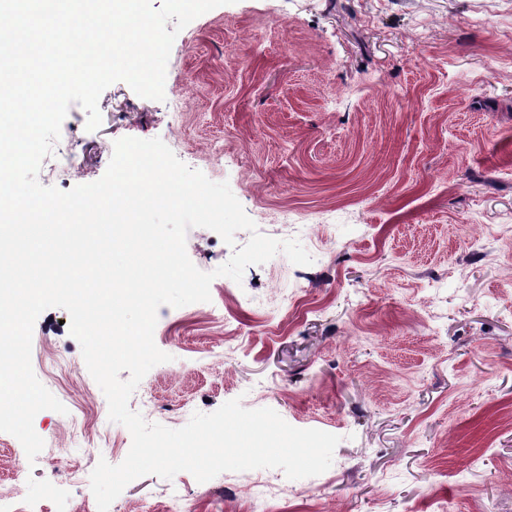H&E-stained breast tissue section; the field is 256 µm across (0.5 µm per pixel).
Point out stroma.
<instances>
[{
  "label": "stroma",
  "mask_w": 512,
  "mask_h": 512,
  "mask_svg": "<svg viewBox=\"0 0 512 512\" xmlns=\"http://www.w3.org/2000/svg\"><path fill=\"white\" fill-rule=\"evenodd\" d=\"M164 93L114 82L92 132L71 104L54 148L76 166L44 158L39 183L94 182L116 140L158 138L314 262L280 253L215 278L210 301L161 306L171 359L130 409L178 429L238 398L340 442L317 476L149 474L109 512L174 495L187 512H253L257 478L267 512H512V0H232L178 33ZM283 207L298 223L268 222ZM249 239L195 227L186 250L210 272ZM69 321L52 307L34 325L33 372L66 408L35 416L43 450L28 461L0 432V492L35 512H98L90 475L132 444Z\"/></svg>",
  "instance_id": "1"
}]
</instances>
